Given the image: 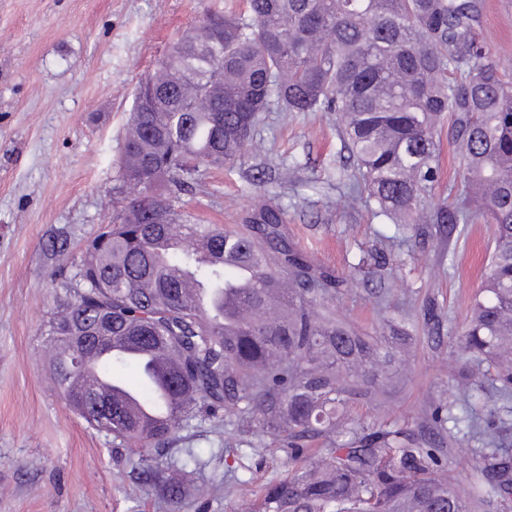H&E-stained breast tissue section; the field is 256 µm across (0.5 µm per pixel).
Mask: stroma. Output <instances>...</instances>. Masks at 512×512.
I'll use <instances>...</instances> for the list:
<instances>
[{"label": "stroma", "instance_id": "1", "mask_svg": "<svg viewBox=\"0 0 512 512\" xmlns=\"http://www.w3.org/2000/svg\"><path fill=\"white\" fill-rule=\"evenodd\" d=\"M242 0H0V512H232L288 455L271 442L249 447L195 430L166 457L202 460L183 475L178 503L145 496L127 449L69 410L39 352L53 311L48 284L72 268L118 198V160L133 94L168 48L211 7ZM481 40L512 82V0H485ZM267 152L231 169L202 170L186 208L232 230L255 201L288 209L289 237L346 284L336 316L373 333L383 310L411 334L406 367L352 416L409 429L427 422L430 401L455 391L458 335L494 248L490 224L453 232L421 225L409 236L368 208L348 211L336 168L342 143L332 112H265ZM268 171L251 197L249 177ZM478 442L461 430L446 443L448 467L469 484Z\"/></svg>", "mask_w": 512, "mask_h": 512}]
</instances>
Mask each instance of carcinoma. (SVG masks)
Segmentation results:
<instances>
[{
    "instance_id": "1",
    "label": "carcinoma",
    "mask_w": 512,
    "mask_h": 512,
    "mask_svg": "<svg viewBox=\"0 0 512 512\" xmlns=\"http://www.w3.org/2000/svg\"><path fill=\"white\" fill-rule=\"evenodd\" d=\"M482 23V0H246L240 13H205L139 82L118 164L128 195L74 274L52 281L48 335L66 344L53 362L62 399L100 432V408L112 406L110 434L149 473L146 494L174 493L158 450L209 421L288 448L284 477L243 512H472L512 501V449L491 426L469 487L448 477L441 445L475 394L512 396V83L479 42ZM274 109L336 113L345 205L374 203L411 231L496 226L459 339L458 394L432 407L428 433L348 415L354 399L405 366L407 337L385 316L377 336L336 318L329 301L344 279L288 240L281 204L249 209L244 232L195 224L178 206L202 169L261 152L260 114ZM445 122L461 169L452 200L439 201ZM175 269L222 296V319L186 298ZM281 281L284 316L272 323L267 305ZM103 322L112 344L166 357L169 416L141 421L116 397L72 385L88 372ZM125 364L139 374L140 402H154L138 360L114 355L97 373L123 385L113 371ZM315 438L326 447L304 456L303 441Z\"/></svg>"
}]
</instances>
